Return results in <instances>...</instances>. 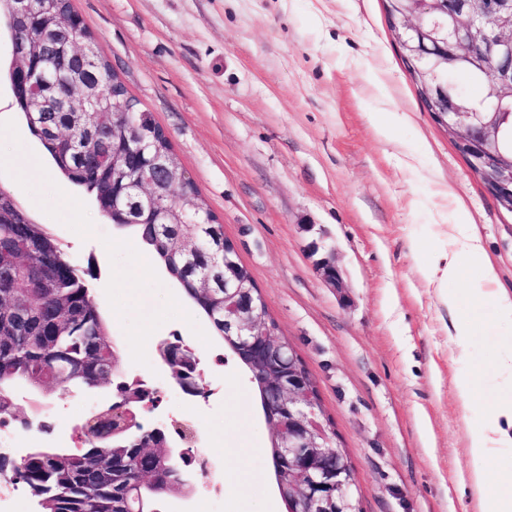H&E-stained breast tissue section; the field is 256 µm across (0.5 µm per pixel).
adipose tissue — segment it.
Segmentation results:
<instances>
[{
    "label": "adipose tissue",
    "mask_w": 512,
    "mask_h": 512,
    "mask_svg": "<svg viewBox=\"0 0 512 512\" xmlns=\"http://www.w3.org/2000/svg\"><path fill=\"white\" fill-rule=\"evenodd\" d=\"M452 248H439L434 258L422 267L429 284L438 286L458 279L463 266L477 272L470 294L476 304L493 302L499 319L512 323V296L494 288L495 274L488 264L479 236L468 225H456ZM512 448V392L501 395L488 408L483 424L470 431L468 480L488 503V512H512V464L502 468L498 480L490 472L497 466L504 449Z\"/></svg>",
    "instance_id": "ef3b65f1"
}]
</instances>
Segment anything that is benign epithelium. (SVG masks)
Wrapping results in <instances>:
<instances>
[{
  "mask_svg": "<svg viewBox=\"0 0 512 512\" xmlns=\"http://www.w3.org/2000/svg\"><path fill=\"white\" fill-rule=\"evenodd\" d=\"M407 6L393 16L395 37L420 64L422 91L429 100H448L450 86L438 80V69L448 68V59L438 55L441 45H449L459 61L478 56L494 64L492 88L498 103L512 105V25L503 26L499 18L512 10V0H463L461 10L436 14L438 0H405ZM69 30V20L57 17L49 33L21 37L12 33V62L6 77L15 87L21 83L35 84L40 78L39 61L55 52L53 40ZM98 92V87L81 71L71 72L67 86L52 99L27 101L29 112H69L78 120L85 113V103ZM434 121L448 134L459 152L476 150L469 168L479 178L498 208L512 212V151L498 146L501 124L511 112H482L477 108L453 104L443 112L433 113ZM191 179L183 166L169 156L157 157L151 175L137 183L136 196L142 206L157 214L162 221L176 211L193 209L200 204L187 193ZM236 246H224V252L211 254L213 265L224 267V291L234 295L238 281L228 275L236 265ZM323 280L333 288H343L340 271L332 256L320 263ZM253 346L268 358L288 364V373L250 365L249 380L275 392V403L267 405L268 424L272 429L273 446L288 458V480H277L278 494L286 512H320L333 498L352 496L353 481L343 477L350 464L343 449L324 447L337 441L336 432L315 392V380L298 357L293 345L273 330L269 321L256 311L250 300H243L224 314V344L231 341ZM164 365L171 367L179 360L195 370L186 378L170 374L174 386L182 393L206 397L202 384L200 360L183 341L164 342L159 350ZM101 416H112V440L127 448H162L165 457L174 462L190 457L198 441L197 432L177 426L179 441H173L170 429L153 427L152 439L138 437L146 412L155 411L161 398L154 389L139 382L124 383Z\"/></svg>",
  "mask_w": 512,
  "mask_h": 512,
  "instance_id": "7a95c632",
  "label": "benign epithelium"
}]
</instances>
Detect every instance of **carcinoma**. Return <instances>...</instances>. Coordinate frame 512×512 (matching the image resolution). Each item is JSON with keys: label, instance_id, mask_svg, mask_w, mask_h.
<instances>
[{"label": "carcinoma", "instance_id": "carcinoma-1", "mask_svg": "<svg viewBox=\"0 0 512 512\" xmlns=\"http://www.w3.org/2000/svg\"><path fill=\"white\" fill-rule=\"evenodd\" d=\"M66 14L72 17L69 36L81 38L92 50L86 56L87 70L101 84L100 99L91 110L125 113L122 124L98 131L92 125L70 127L72 141L80 145L93 136L106 141L99 148L97 169L86 176L73 170L71 158L59 159L50 146V129L67 121L61 112L27 113L25 98L14 97L25 114L30 130L36 134L51 155L59 173L70 183L81 187L96 203L112 204V142L124 152H140L145 159L153 154H168L172 145L151 114L138 107L126 87L116 79L109 62L93 49L94 42L70 0H34L33 9L20 21L21 29H38L48 16ZM46 82L37 93L50 97L62 83L64 73L45 65ZM448 83L459 94L456 103L475 105L483 112L500 111L490 93L488 74L475 65H457L448 69ZM121 202L115 212L105 216L114 224L133 228L141 242L150 249L168 273L183 287L195 306L203 312L219 336H224V270L210 275V283L200 280V271L187 253V231L181 224H144L147 211L140 209L135 193L120 192ZM189 219L196 221L192 232L212 245L224 235L216 216L205 209ZM45 248L48 259L44 276L65 262L66 275L53 288L41 287V280L31 279L23 296L29 310L17 320L0 316V418L9 419L23 428L37 421L36 413L24 415L14 402L15 389L29 386L36 401H41L57 385L68 383L76 389H105L114 385L112 377V340L91 294L90 270H82L63 251L40 224H8L0 222V281L30 265L32 252ZM22 467V484L36 500V512H129L134 507L128 485L140 475L155 479L152 487L141 488L144 510L159 507L163 489L176 474L173 462L165 461L162 449L114 448L112 439L86 436L85 447L75 451L59 448H32L19 465H7L0 457V472Z\"/></svg>", "mask_w": 512, "mask_h": 512}]
</instances>
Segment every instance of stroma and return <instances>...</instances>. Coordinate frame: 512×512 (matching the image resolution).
I'll use <instances>...</instances> for the list:
<instances>
[{
	"instance_id": "1",
	"label": "stroma",
	"mask_w": 512,
	"mask_h": 512,
	"mask_svg": "<svg viewBox=\"0 0 512 512\" xmlns=\"http://www.w3.org/2000/svg\"><path fill=\"white\" fill-rule=\"evenodd\" d=\"M99 53L168 134L201 199L251 271L279 332L311 371L353 471L361 512H484L467 481L468 425L512 389L491 364L512 324L475 306L471 269L447 289L420 276L468 220L512 296V213L499 210L427 112L384 0H71ZM0 23V186L93 268L92 295L127 377L160 389L159 415L193 412L224 485L229 448H268L249 377L162 265L143 278L141 243L58 172L14 103ZM405 114L389 136L379 125ZM334 255L344 292L317 264ZM471 323L462 342L454 320ZM182 337L208 398L170 391L157 348ZM480 372L482 407L462 415L456 379ZM75 390L46 398L52 445L70 449ZM222 512H285L271 464Z\"/></svg>"
}]
</instances>
